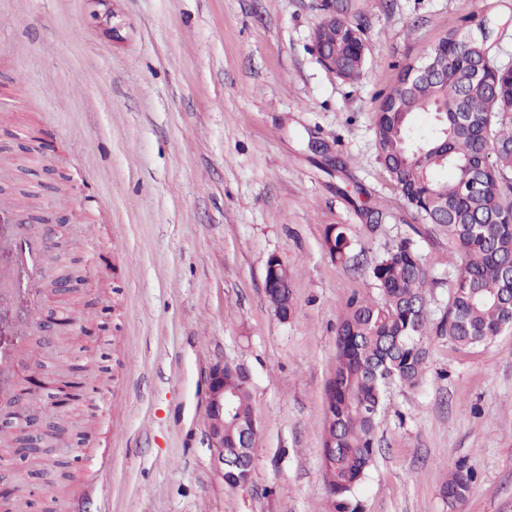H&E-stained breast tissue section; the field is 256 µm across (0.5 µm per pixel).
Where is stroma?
Returning a JSON list of instances; mask_svg holds the SVG:
<instances>
[{"instance_id": "obj_1", "label": "stroma", "mask_w": 512, "mask_h": 512, "mask_svg": "<svg viewBox=\"0 0 512 512\" xmlns=\"http://www.w3.org/2000/svg\"><path fill=\"white\" fill-rule=\"evenodd\" d=\"M320 0H0V198L73 242L84 278L42 286L17 360L39 416L93 405L60 448L80 512H330L322 438L336 328L367 269L405 237L431 259L432 318L448 305L447 237L415 218L381 165L375 113L400 69L453 28L495 19L512 65V0H354L364 76L321 64ZM381 213L368 233L352 198ZM349 229L359 269L332 260ZM94 229L84 238L83 227ZM288 267L295 315L275 316L266 261ZM418 387L392 385L361 512H449L446 463L477 474L461 512H512V332L460 348L429 336ZM248 376L252 482L225 485L207 424L211 369ZM109 368L98 391L83 382ZM109 467L98 471L102 454ZM326 243L330 257L343 265H355L357 255L353 253L352 240L343 225L328 229L326 233Z\"/></svg>"}]
</instances>
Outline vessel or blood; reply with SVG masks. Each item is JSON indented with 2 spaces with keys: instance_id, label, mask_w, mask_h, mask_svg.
<instances>
[{
  "instance_id": "vessel-or-blood-1",
  "label": "vessel or blood",
  "mask_w": 512,
  "mask_h": 512,
  "mask_svg": "<svg viewBox=\"0 0 512 512\" xmlns=\"http://www.w3.org/2000/svg\"><path fill=\"white\" fill-rule=\"evenodd\" d=\"M17 213L13 205L0 202V252L11 253L14 261L0 265V298L20 299L28 315H36L41 304L37 283L43 275V256L47 242L39 233L17 236L13 226ZM17 343L0 341V405L14 401L17 384Z\"/></svg>"
}]
</instances>
